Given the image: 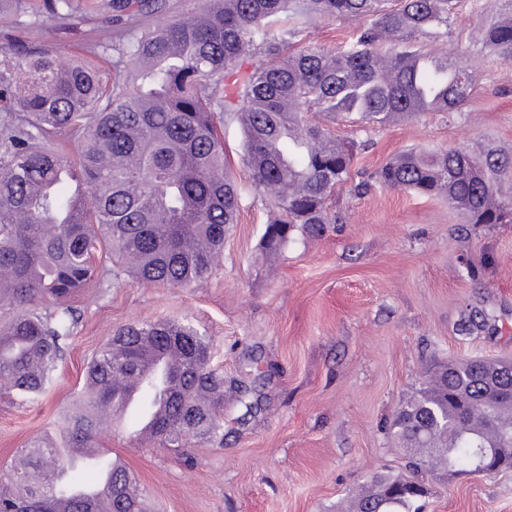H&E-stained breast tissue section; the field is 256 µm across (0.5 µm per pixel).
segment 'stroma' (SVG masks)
I'll return each instance as SVG.
<instances>
[{
    "label": "stroma",
    "instance_id": "1",
    "mask_svg": "<svg viewBox=\"0 0 512 512\" xmlns=\"http://www.w3.org/2000/svg\"><path fill=\"white\" fill-rule=\"evenodd\" d=\"M511 10L512 0H460L452 37L422 40L471 76L462 111L372 132L336 122V135L359 145L353 172L373 174L409 147L490 142L512 154V62L470 44L483 18ZM108 15L101 5L57 25L58 53L87 57ZM356 26L317 19L297 44L334 49ZM223 133L240 197L221 263L196 285L173 288L133 282L100 253L104 276L74 298L80 322L53 382L33 400L0 391V468L56 433L84 390L88 360L117 328L165 317L212 338L224 445L174 450L102 431L100 447L123 456L149 512H352L374 473L403 470L385 421L421 387L427 360L512 359V223L468 224L438 198L379 185L357 195L345 185L330 202L339 223L269 255L261 238L273 214L250 186L241 128L228 123ZM475 316L484 326L463 331ZM426 512H512V468L431 482Z\"/></svg>",
    "mask_w": 512,
    "mask_h": 512
}]
</instances>
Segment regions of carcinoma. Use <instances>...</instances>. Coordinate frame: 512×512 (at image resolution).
I'll return each mask as SVG.
<instances>
[{
    "instance_id": "cac0c4a2",
    "label": "carcinoma",
    "mask_w": 512,
    "mask_h": 512,
    "mask_svg": "<svg viewBox=\"0 0 512 512\" xmlns=\"http://www.w3.org/2000/svg\"><path fill=\"white\" fill-rule=\"evenodd\" d=\"M0 0V18L41 26L70 20L79 0ZM459 0H202V7L154 26L141 19L168 8L164 0H109L126 20L110 41L112 83L83 61L67 66L48 44L13 42L0 34V386L35 399L65 359L80 321L76 293L99 279L107 248L142 283L187 288L212 271L224 236L236 223L239 187L224 156L222 128L243 132L251 186L278 216L262 248L280 252L297 231L321 235L338 221L328 200L348 182L353 145L328 124L356 117L368 126L427 108L440 95L444 112H459L473 84L442 57L448 75L418 67L416 45L430 30L448 31ZM281 15L291 26L275 31ZM361 21L334 51L293 48L312 20ZM474 41L512 61V12L482 20ZM250 51L257 62L243 67ZM77 144L69 151L68 141ZM377 181L448 201L470 224L512 222V155L492 145L476 151L414 147L354 185ZM211 339L188 321L156 319L125 325L86 364V393L64 419L63 448L46 437L22 451L4 474L0 512H101L73 495L71 448H92L123 403L121 380L151 360L171 356L178 393L149 385L146 404L163 411L151 438L166 448L193 441L224 444V375L210 364ZM504 362L432 363L427 384L395 410L389 429L403 448L406 475L377 473L356 512H422L423 474L465 472L488 448L512 453V403L481 407L480 392L504 378ZM108 512H144L137 478L112 468Z\"/></svg>"
}]
</instances>
